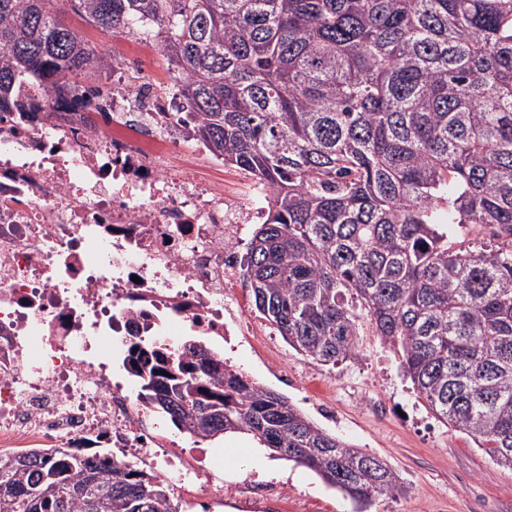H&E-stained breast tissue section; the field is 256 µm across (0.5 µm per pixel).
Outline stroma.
Listing matches in <instances>:
<instances>
[{
    "label": "stroma",
    "mask_w": 512,
    "mask_h": 512,
    "mask_svg": "<svg viewBox=\"0 0 512 512\" xmlns=\"http://www.w3.org/2000/svg\"><path fill=\"white\" fill-rule=\"evenodd\" d=\"M224 360L247 379L280 395L339 439L376 455L399 474L404 492L375 500L371 512H512V470L500 467L465 433L439 422L405 380L395 352L360 321L357 355L323 365L273 336L263 355L247 343ZM288 370V384L279 373ZM246 448L268 469L244 457L224 462V512H249L253 493L274 490L265 512H353L349 499L310 469L272 457L244 434L208 441V448Z\"/></svg>",
    "instance_id": "stroma-1"
}]
</instances>
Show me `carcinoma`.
<instances>
[{
  "mask_svg": "<svg viewBox=\"0 0 512 512\" xmlns=\"http://www.w3.org/2000/svg\"><path fill=\"white\" fill-rule=\"evenodd\" d=\"M61 1L105 35L152 36L189 108L175 122L197 117L191 139L269 188L245 276L288 346L334 366L366 318L434 416L512 470V0H0L1 112L109 97L84 85L110 63ZM452 224L501 243L454 250ZM154 355L143 398L185 432H246L358 512L404 492L383 459L201 345ZM0 512L175 510L109 452H30L0 459Z\"/></svg>",
  "mask_w": 512,
  "mask_h": 512,
  "instance_id": "1",
  "label": "carcinoma"
}]
</instances>
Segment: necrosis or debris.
I'll list each match as a JSON object with an SVG mask.
<instances>
[{"label":"necrosis or debris","mask_w":512,"mask_h":512,"mask_svg":"<svg viewBox=\"0 0 512 512\" xmlns=\"http://www.w3.org/2000/svg\"><path fill=\"white\" fill-rule=\"evenodd\" d=\"M108 117L0 113V456L65 449L135 458L187 512H224L208 449L174 448L135 400L125 359L250 335L242 255L261 209L242 211L182 155V106L112 46Z\"/></svg>","instance_id":"necrosis-or-debris-1"}]
</instances>
